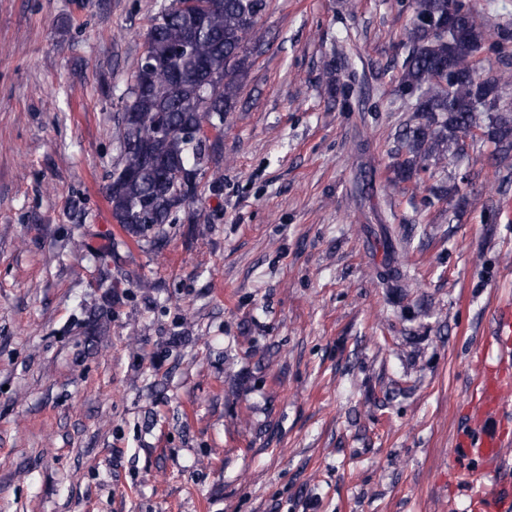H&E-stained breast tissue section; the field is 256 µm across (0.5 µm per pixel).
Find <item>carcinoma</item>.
<instances>
[{"label":"carcinoma","instance_id":"obj_1","mask_svg":"<svg viewBox=\"0 0 512 512\" xmlns=\"http://www.w3.org/2000/svg\"><path fill=\"white\" fill-rule=\"evenodd\" d=\"M407 7L398 82L416 122L397 139L394 181L410 182L431 163H455L466 139L479 135L494 143L496 154L512 153V108L500 95L503 76L477 58L486 35L472 0H407ZM266 8L267 0H165L151 19L144 51L132 62L134 84L117 115L121 156L105 187L112 219L129 236L143 238L171 223L197 200L203 181L220 191L223 173L208 171L218 145L192 131L207 117L224 123L235 109L248 45ZM202 64L206 97L195 78ZM430 192L439 201L466 200L456 184ZM376 278L399 296L416 284L389 263Z\"/></svg>","mask_w":512,"mask_h":512}]
</instances>
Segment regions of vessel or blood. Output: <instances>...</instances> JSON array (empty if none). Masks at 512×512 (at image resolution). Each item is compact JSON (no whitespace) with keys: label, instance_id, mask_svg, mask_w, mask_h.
I'll return each instance as SVG.
<instances>
[{"label":"vessel or blood","instance_id":"obj_1","mask_svg":"<svg viewBox=\"0 0 512 512\" xmlns=\"http://www.w3.org/2000/svg\"><path fill=\"white\" fill-rule=\"evenodd\" d=\"M491 351L479 361L467 424L457 433L448 469L465 486L473 512H512V487L500 474L512 461V298L491 319Z\"/></svg>","mask_w":512,"mask_h":512}]
</instances>
